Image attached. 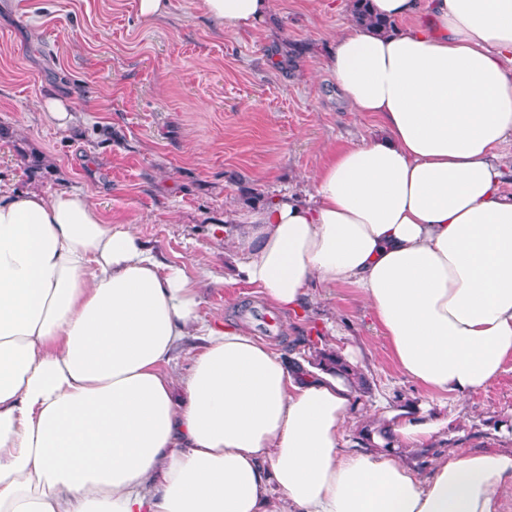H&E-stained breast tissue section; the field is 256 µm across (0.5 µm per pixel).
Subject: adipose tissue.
Listing matches in <instances>:
<instances>
[{
	"mask_svg": "<svg viewBox=\"0 0 512 512\" xmlns=\"http://www.w3.org/2000/svg\"><path fill=\"white\" fill-rule=\"evenodd\" d=\"M254 27L274 0H199ZM325 67L382 139L331 149L309 197L224 224L245 281L304 315L310 285L359 288L401 371L482 388L512 357V0H370ZM207 283L163 264L75 189L0 181V512H502L512 453L435 457L447 421L406 405L357 424L341 372L290 364L200 312ZM201 342L187 374L172 355Z\"/></svg>",
	"mask_w": 512,
	"mask_h": 512,
	"instance_id": "adipose-tissue-1",
	"label": "adipose tissue"
}]
</instances>
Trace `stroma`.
Masks as SVG:
<instances>
[{
  "label": "stroma",
  "mask_w": 512,
  "mask_h": 512,
  "mask_svg": "<svg viewBox=\"0 0 512 512\" xmlns=\"http://www.w3.org/2000/svg\"><path fill=\"white\" fill-rule=\"evenodd\" d=\"M172 4L145 19L137 0H0V175L18 192L81 189L164 263L214 278L204 317L243 320L284 358L353 350L363 411L422 401L446 416L435 450L404 455L420 475L438 453H512V358L465 396L429 394L398 368L357 288L313 284L311 317L265 334L268 304L223 279L225 215L312 190L328 149L381 135L324 66L349 0H275L250 30L217 28L198 0ZM57 97L75 117L65 131L40 110Z\"/></svg>",
  "instance_id": "stroma-1"
}]
</instances>
